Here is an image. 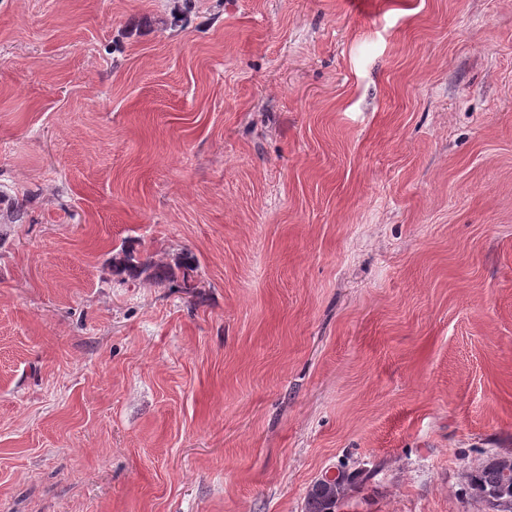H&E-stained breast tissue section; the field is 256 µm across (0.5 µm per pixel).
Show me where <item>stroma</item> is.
<instances>
[{
    "label": "stroma",
    "mask_w": 512,
    "mask_h": 512,
    "mask_svg": "<svg viewBox=\"0 0 512 512\" xmlns=\"http://www.w3.org/2000/svg\"><path fill=\"white\" fill-rule=\"evenodd\" d=\"M509 449L512 0H0V512L342 462L340 512H484ZM112 268L118 274H125L129 278H139L143 273L150 271V277L156 281H170L174 278V272L170 265L165 263H156L151 260L143 262H134L132 257L124 254L121 258L112 257ZM472 498L490 512H512V451L490 453L465 475Z\"/></svg>",
    "instance_id": "obj_1"
}]
</instances>
